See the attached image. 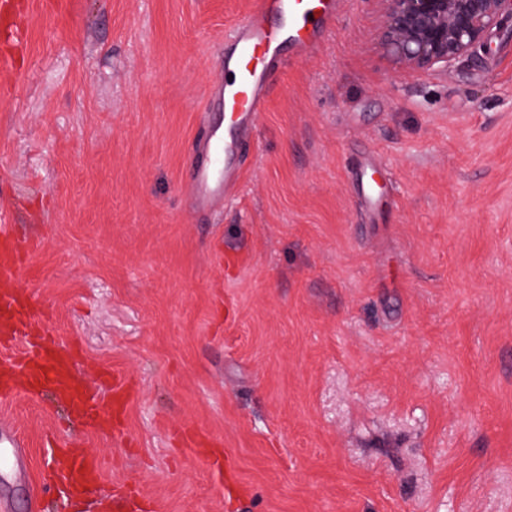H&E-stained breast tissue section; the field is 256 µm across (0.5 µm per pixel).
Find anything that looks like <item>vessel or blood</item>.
Instances as JSON below:
<instances>
[{
	"instance_id": "b4317fda",
	"label": "vessel or blood",
	"mask_w": 512,
	"mask_h": 512,
	"mask_svg": "<svg viewBox=\"0 0 512 512\" xmlns=\"http://www.w3.org/2000/svg\"><path fill=\"white\" fill-rule=\"evenodd\" d=\"M340 0H268L266 9L251 13L224 38L223 62L235 74L232 82L207 84L204 97L224 109L223 126L210 127L194 145L185 185L196 209L206 210L231 195L241 180L240 144L249 138L265 109L270 80L281 61L283 45L296 58L316 50L336 23ZM38 240L16 237L0 225V335H25L43 316L17 275ZM49 384L54 394L79 416L95 418L96 397L76 383L66 352L41 349L19 361L0 365V388L12 389L30 381ZM61 474L87 495L99 483L100 458L59 448Z\"/></svg>"
}]
</instances>
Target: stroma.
<instances>
[{
  "label": "stroma",
  "instance_id": "stroma-1",
  "mask_svg": "<svg viewBox=\"0 0 512 512\" xmlns=\"http://www.w3.org/2000/svg\"><path fill=\"white\" fill-rule=\"evenodd\" d=\"M260 2L0 13L26 27L0 42V216L42 239L22 283L112 417L0 401L5 512H69L53 433L104 461L108 512H512V39L401 72L376 0H345L276 70L235 193L194 214L203 91ZM366 159L386 209L356 194Z\"/></svg>",
  "mask_w": 512,
  "mask_h": 512
}]
</instances>
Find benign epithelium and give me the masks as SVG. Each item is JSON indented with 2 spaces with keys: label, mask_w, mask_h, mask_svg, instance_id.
<instances>
[{
  "label": "benign epithelium",
  "mask_w": 512,
  "mask_h": 512,
  "mask_svg": "<svg viewBox=\"0 0 512 512\" xmlns=\"http://www.w3.org/2000/svg\"><path fill=\"white\" fill-rule=\"evenodd\" d=\"M375 43L397 69H446L468 56L486 34L512 19V0H377Z\"/></svg>",
  "instance_id": "1"
}]
</instances>
